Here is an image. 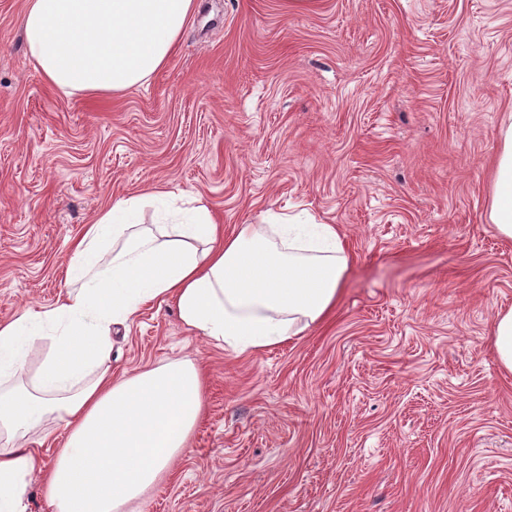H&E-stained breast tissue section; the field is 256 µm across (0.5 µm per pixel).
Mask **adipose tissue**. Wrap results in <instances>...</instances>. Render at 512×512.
Masks as SVG:
<instances>
[{
    "mask_svg": "<svg viewBox=\"0 0 512 512\" xmlns=\"http://www.w3.org/2000/svg\"><path fill=\"white\" fill-rule=\"evenodd\" d=\"M197 0H25L34 69L65 95L142 86L175 53ZM489 220L512 239V114L500 125ZM154 228L146 230L145 216ZM351 255L338 225L287 209L225 233L202 195L152 188L112 202L71 246L70 287L50 307L0 322V512H29L45 473L53 512H129L187 447L204 374L178 359L112 376V332L149 303L173 304L197 335L234 356L299 338L335 308ZM47 340L29 387V352ZM60 425L51 469L25 449Z\"/></svg>",
    "mask_w": 512,
    "mask_h": 512,
    "instance_id": "1",
    "label": "adipose tissue"
}]
</instances>
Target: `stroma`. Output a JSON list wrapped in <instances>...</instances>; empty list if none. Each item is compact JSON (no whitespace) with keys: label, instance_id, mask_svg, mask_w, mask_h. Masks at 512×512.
<instances>
[{"label":"stroma","instance_id":"stroma-1","mask_svg":"<svg viewBox=\"0 0 512 512\" xmlns=\"http://www.w3.org/2000/svg\"><path fill=\"white\" fill-rule=\"evenodd\" d=\"M0 0V321L66 289L112 201L202 194L225 230L307 209L352 261L332 315L236 357L143 307L112 372L190 358L204 409L141 512H512V240L488 220L512 113V0H201L119 96H64ZM492 337L500 369L512 373V309L497 313L493 320Z\"/></svg>","mask_w":512,"mask_h":512}]
</instances>
